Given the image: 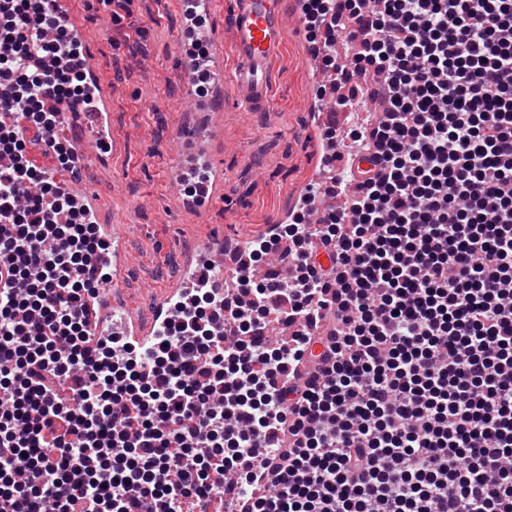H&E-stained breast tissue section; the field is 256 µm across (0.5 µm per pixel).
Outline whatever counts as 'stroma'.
<instances>
[{
    "instance_id": "obj_1",
    "label": "stroma",
    "mask_w": 512,
    "mask_h": 512,
    "mask_svg": "<svg viewBox=\"0 0 512 512\" xmlns=\"http://www.w3.org/2000/svg\"><path fill=\"white\" fill-rule=\"evenodd\" d=\"M71 20L85 33L116 140L104 164L82 168L79 184L94 196L104 223L125 237L130 307L145 327L201 247L249 239L278 223L311 182L319 161L310 134L312 63L305 39L289 38L275 56L269 111L239 112L226 101L215 112L210 151L223 181L197 214L180 207L170 180L190 107L178 0H72Z\"/></svg>"
}]
</instances>
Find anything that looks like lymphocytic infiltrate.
Masks as SVG:
<instances>
[{"label": "lymphocytic infiltrate", "mask_w": 512, "mask_h": 512, "mask_svg": "<svg viewBox=\"0 0 512 512\" xmlns=\"http://www.w3.org/2000/svg\"><path fill=\"white\" fill-rule=\"evenodd\" d=\"M4 2L0 112L51 130L95 96L81 45L51 0ZM303 13L337 111L383 107L319 138L376 167L308 184L223 286L202 271L149 358L90 336L109 242L0 133L26 284L0 291V512H512V0Z\"/></svg>", "instance_id": "1"}]
</instances>
